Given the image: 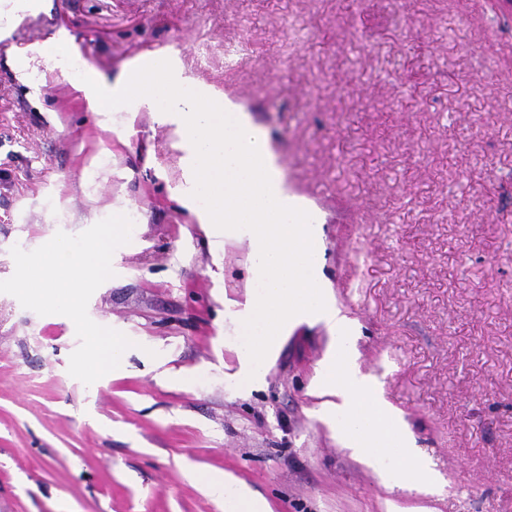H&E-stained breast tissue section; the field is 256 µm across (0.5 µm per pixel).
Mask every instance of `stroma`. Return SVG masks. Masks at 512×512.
I'll return each mask as SVG.
<instances>
[{"label":"stroma","instance_id":"1","mask_svg":"<svg viewBox=\"0 0 512 512\" xmlns=\"http://www.w3.org/2000/svg\"><path fill=\"white\" fill-rule=\"evenodd\" d=\"M54 19L83 67L159 53L241 101L316 212L326 292L373 394L438 478L392 490L314 387L332 346L289 327L241 387L250 246L215 249L191 149L137 105L88 111L54 57L15 56ZM0 281L13 247L136 212L88 314L132 342L92 384L73 322L0 293V512H224V475L266 512H512V16L493 0H0ZM187 384H180V377Z\"/></svg>","mask_w":512,"mask_h":512}]
</instances>
